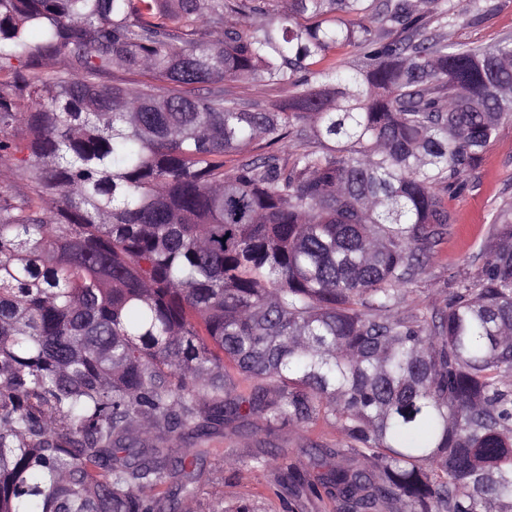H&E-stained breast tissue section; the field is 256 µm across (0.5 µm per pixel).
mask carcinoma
<instances>
[{
	"instance_id": "obj_1",
	"label": "carcinoma",
	"mask_w": 512,
	"mask_h": 512,
	"mask_svg": "<svg viewBox=\"0 0 512 512\" xmlns=\"http://www.w3.org/2000/svg\"><path fill=\"white\" fill-rule=\"evenodd\" d=\"M455 8L0 0V512H192L255 420L339 426L251 456L336 512H512V210L395 314L512 120V38L431 33ZM224 94L231 95L252 104H266L269 100L285 98L289 93L284 90H260L251 84L226 81L224 82Z\"/></svg>"
}]
</instances>
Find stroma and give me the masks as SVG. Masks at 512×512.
Here are the masks:
<instances>
[{
	"label": "stroma",
	"mask_w": 512,
	"mask_h": 512,
	"mask_svg": "<svg viewBox=\"0 0 512 512\" xmlns=\"http://www.w3.org/2000/svg\"><path fill=\"white\" fill-rule=\"evenodd\" d=\"M490 1L495 7L489 11L485 5ZM446 33L452 41L482 46L512 37V0H464ZM467 180V189L449 198L453 222L434 256L415 274L398 315L443 306L457 280L475 278L480 271L484 263L480 246L492 237V219L500 207L512 202V121L500 124ZM339 439L338 427L323 422L304 430L286 424L262 440L228 433L223 455L208 457L202 465L197 512H213L217 507L234 512L239 506L247 507L249 512H336L329 500L295 498L279 485L276 469L251 468L247 459L259 450L302 448L313 442L332 447Z\"/></svg>",
	"instance_id": "35a3bbf8"
}]
</instances>
